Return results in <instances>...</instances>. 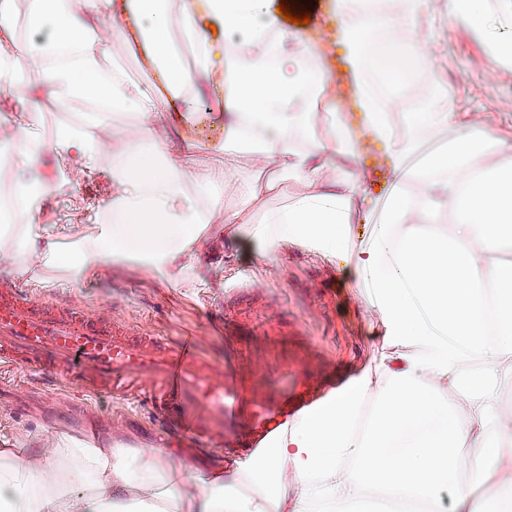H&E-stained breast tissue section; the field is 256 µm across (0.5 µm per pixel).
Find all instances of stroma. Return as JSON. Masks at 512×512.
<instances>
[{
  "label": "stroma",
  "instance_id": "35a3bbf8",
  "mask_svg": "<svg viewBox=\"0 0 512 512\" xmlns=\"http://www.w3.org/2000/svg\"><path fill=\"white\" fill-rule=\"evenodd\" d=\"M427 36L432 77L449 103L479 122L486 137L511 143L512 63L497 60L488 44L451 19L445 0H430ZM34 118L44 148L27 169L0 167V196L11 195L19 182L36 184L34 223L67 226L71 264L30 271L17 252L0 259V278L23 279L30 294L56 303L73 302L91 314L115 309L148 331L189 333L216 357L224 354L221 307L225 295L251 289L254 298L243 317L255 323L283 317L289 327L284 338L248 334L249 356L240 369L253 393L263 390L255 370L266 352L282 343L288 346V361L305 391L316 399L372 370L383 337L370 290L349 287L336 264L316 251L292 247L266 260L258 256V245L247 230H240L237 241H224V212L238 203L233 194H224L214 204L195 184L186 186L205 217L203 232L212 239L209 274L164 273L135 259L100 261L79 271L77 263L88 241L117 221L112 210V174L122 144L112 139L109 150L97 159L96 172L83 178L53 153L56 134L74 128L96 138L135 125L137 118L129 112H98L78 102L68 103L60 112L50 100L43 101ZM176 139L190 145L182 157L188 171L223 159L220 127L205 123L183 128ZM359 157L373 172L380 192L396 184L413 200H420V190L411 179H395L383 147L360 142ZM59 434L93 435L100 441L117 436L132 451L157 448L210 472L220 468L217 456L187 438H171L144 412L106 396L85 395L62 385L34 386L19 369L0 380L1 441L33 448L42 437Z\"/></svg>",
  "mask_w": 512,
  "mask_h": 512
}]
</instances>
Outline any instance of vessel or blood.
I'll use <instances>...</instances> for the list:
<instances>
[{"label": "vessel or blood", "mask_w": 512, "mask_h": 512, "mask_svg": "<svg viewBox=\"0 0 512 512\" xmlns=\"http://www.w3.org/2000/svg\"><path fill=\"white\" fill-rule=\"evenodd\" d=\"M240 333L233 313H226L224 358L218 361L195 337L151 333L110 312L91 316L0 280V368L19 367L32 380L109 394L220 456L268 447L279 428L311 404L298 386L279 387L288 360L278 350L265 360L263 394L248 395L239 368Z\"/></svg>", "instance_id": "1"}]
</instances>
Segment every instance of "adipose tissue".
I'll return each mask as SVG.
<instances>
[{"label":"adipose tissue","mask_w":512,"mask_h":512,"mask_svg":"<svg viewBox=\"0 0 512 512\" xmlns=\"http://www.w3.org/2000/svg\"><path fill=\"white\" fill-rule=\"evenodd\" d=\"M34 25H47L39 45L0 51V93L26 102L43 95L73 97L106 111H133L140 126L119 135L123 152L112 176L119 224L90 240L91 253L160 261L176 270L206 262L194 197L174 155L159 157L144 130L169 139L173 123L212 120L196 101L205 78L221 103L224 164L196 175L211 199L238 198L224 213V231L249 225L272 259L299 244L338 260L346 275L370 288L386 343L372 373L322 399L284 424L273 448L226 472L204 473L190 461L141 448L135 454L72 436L43 439L36 448L0 447V512H512V486L493 501L461 484L500 474L502 445L512 442V413L499 387L512 378V266L492 263L512 250V143L491 142L480 125L460 127L445 94L411 113L405 136L368 82L378 56L363 41H405L424 54L422 25L429 0H336V30L317 41L289 28L272 0H33ZM501 59L512 60V0H447ZM112 19V41L140 50L161 78L147 92L114 63L96 31ZM220 21L213 34L211 21ZM194 54L187 67L182 46ZM345 68L353 104L366 116L365 137L386 148L394 173L406 171L416 132L448 131L445 150L411 171L429 213L454 203L447 233L423 223L401 193L388 196L369 247L357 243L360 215L375 198L359 163L345 104L329 98L316 108L307 85L324 72L305 69L306 56ZM306 135L307 150L295 147ZM41 137L30 121L0 125V144L30 162ZM105 146L67 133L54 144L74 169L89 172ZM265 170L257 180L243 154ZM341 174L326 181L331 163ZM300 189L270 212L279 174ZM478 369L467 372L469 364Z\"/></svg>","instance_id":"ef3b65f1"}]
</instances>
